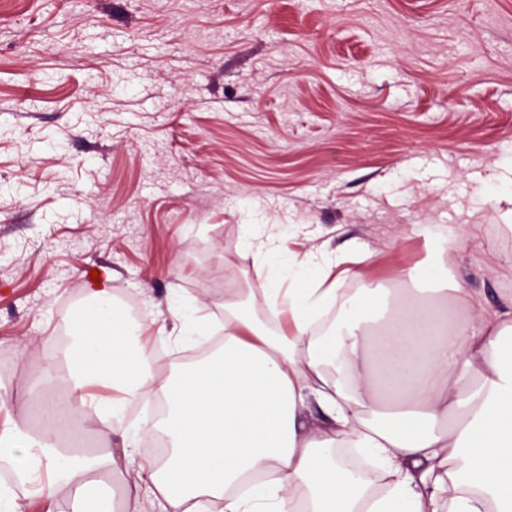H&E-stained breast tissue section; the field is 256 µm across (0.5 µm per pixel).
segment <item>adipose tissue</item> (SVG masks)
<instances>
[{"label":"adipose tissue","mask_w":512,"mask_h":512,"mask_svg":"<svg viewBox=\"0 0 512 512\" xmlns=\"http://www.w3.org/2000/svg\"><path fill=\"white\" fill-rule=\"evenodd\" d=\"M248 247L281 328L270 331L242 297L225 299L219 356L171 388L151 370L140 330L89 301L45 381L71 390L55 422L80 417L101 445L88 453L50 428L0 432L18 484L0 488V512H23L40 494L43 512H83L81 490L105 480L155 512H512V311L477 334L449 323L443 299L478 309L466 289L449 290L438 259L410 271L414 288L348 298L324 339L314 325L337 304L348 264L367 266L372 252H305L284 282L288 242ZM98 385L112 398L93 394ZM155 399L167 403L171 452L132 475L108 442L112 422L130 402ZM337 448L378 466L383 491L364 495Z\"/></svg>","instance_id":"adipose-tissue-1"}]
</instances>
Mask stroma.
Here are the masks:
<instances>
[{"label": "stroma", "mask_w": 512, "mask_h": 512, "mask_svg": "<svg viewBox=\"0 0 512 512\" xmlns=\"http://www.w3.org/2000/svg\"><path fill=\"white\" fill-rule=\"evenodd\" d=\"M449 281L512 297V0H0V383L25 397L98 271L144 311L159 378L178 305L223 323L248 237L378 252L405 288L450 226ZM98 277V278H99ZM149 404L124 413L150 456Z\"/></svg>", "instance_id": "stroma-1"}]
</instances>
